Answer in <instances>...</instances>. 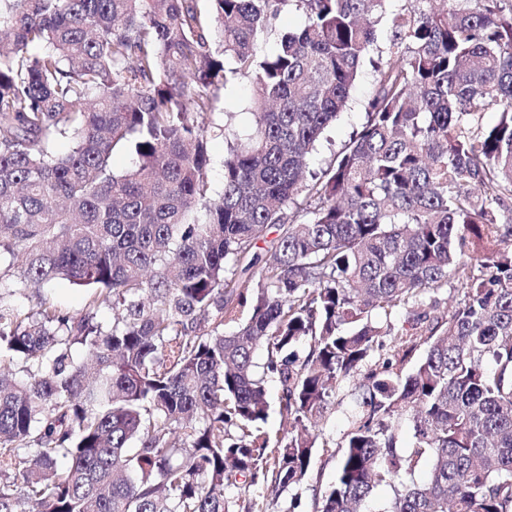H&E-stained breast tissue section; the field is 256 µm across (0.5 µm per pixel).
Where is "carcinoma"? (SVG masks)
<instances>
[{
  "label": "carcinoma",
  "instance_id": "obj_1",
  "mask_svg": "<svg viewBox=\"0 0 512 512\" xmlns=\"http://www.w3.org/2000/svg\"><path fill=\"white\" fill-rule=\"evenodd\" d=\"M386 2L0 0V293L88 291L0 303V512H234L231 487L303 482L348 389L318 512L381 485L384 512H512V3L405 0L362 129L311 173ZM290 5L304 23L261 52ZM235 75L244 140L195 121ZM448 286L425 334L391 320ZM225 147L223 136H213L210 138L208 148L212 158V165L208 171V180L214 196L220 194L224 188L223 161ZM41 295H48L63 310L73 313L85 309L87 294L84 289L66 280H57L48 285ZM266 389H267L268 399H269V402L271 405L266 428L270 432V435L274 438L277 433L282 431V425L280 424V419L277 414L278 393H279V385H278L277 380L273 377H268L267 383H266Z\"/></svg>",
  "mask_w": 512,
  "mask_h": 512
}]
</instances>
